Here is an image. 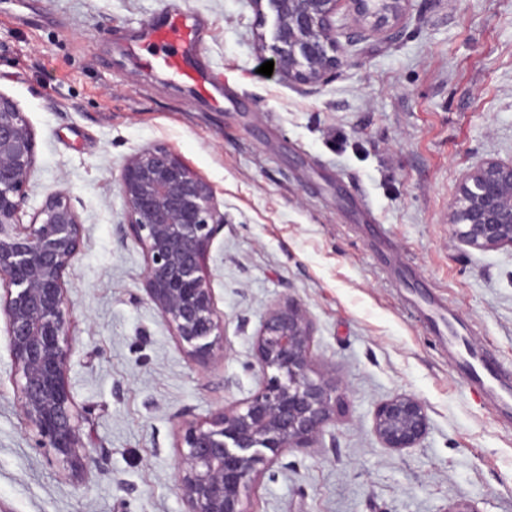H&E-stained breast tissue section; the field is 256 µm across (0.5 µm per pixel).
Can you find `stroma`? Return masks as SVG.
Segmentation results:
<instances>
[{
	"label": "stroma",
	"instance_id": "35a3bbf8",
	"mask_svg": "<svg viewBox=\"0 0 512 512\" xmlns=\"http://www.w3.org/2000/svg\"><path fill=\"white\" fill-rule=\"evenodd\" d=\"M200 18L196 88L145 66L165 10ZM341 63L325 81L259 74L268 0H0V95L26 113L36 163L29 223L65 191L85 247L64 274L67 381L88 461L72 473L18 400L0 320V512H184L185 425L249 396L267 308L300 303L314 367L343 404L312 448L261 475L255 512H512V425L470 391L427 319L434 302L512 372V250L462 245L449 222L465 173L512 159V0H410L394 32L337 10ZM163 144L215 191L210 246L224 346L191 358L150 304L145 256L123 229L126 159ZM425 405L419 445L374 433L376 406Z\"/></svg>",
	"mask_w": 512,
	"mask_h": 512
}]
</instances>
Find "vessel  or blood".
<instances>
[{
  "instance_id": "b4317fda",
  "label": "vessel or blood",
  "mask_w": 512,
  "mask_h": 512,
  "mask_svg": "<svg viewBox=\"0 0 512 512\" xmlns=\"http://www.w3.org/2000/svg\"><path fill=\"white\" fill-rule=\"evenodd\" d=\"M148 34L162 47L160 54L150 59V67L193 84L202 94L220 84V74L201 72L190 63V54L200 37V24L188 13L167 12L163 22L151 27ZM439 342L452 350L456 367L467 383L473 389L494 393L496 412L503 419H512V376L500 362L453 331L440 337Z\"/></svg>"
}]
</instances>
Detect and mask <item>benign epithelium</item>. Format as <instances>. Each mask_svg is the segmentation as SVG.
<instances>
[{
	"label": "benign epithelium",
	"mask_w": 512,
	"mask_h": 512,
	"mask_svg": "<svg viewBox=\"0 0 512 512\" xmlns=\"http://www.w3.org/2000/svg\"><path fill=\"white\" fill-rule=\"evenodd\" d=\"M276 12L274 72L303 84L332 75V17L346 5L379 27L402 15L410 0H268ZM36 162V141L24 112L0 94V315L15 368L18 399L41 448L72 470L82 467L77 411L66 383L71 355L64 273L84 247V228L62 190L50 193L30 223L20 212ZM126 226L145 257L146 294L179 344L200 362L224 339L208 265L224 224L211 186L170 148L132 154L120 175ZM449 223L461 243L478 250L512 249V160L488 159L458 186ZM313 332L302 307L273 304L255 336L261 372L252 393L179 436L177 493L184 512H252L258 465L290 448L315 447L336 417V381L313 369ZM373 428L386 448H415L428 429L424 404L407 394L379 403Z\"/></svg>",
	"instance_id": "1"
}]
</instances>
